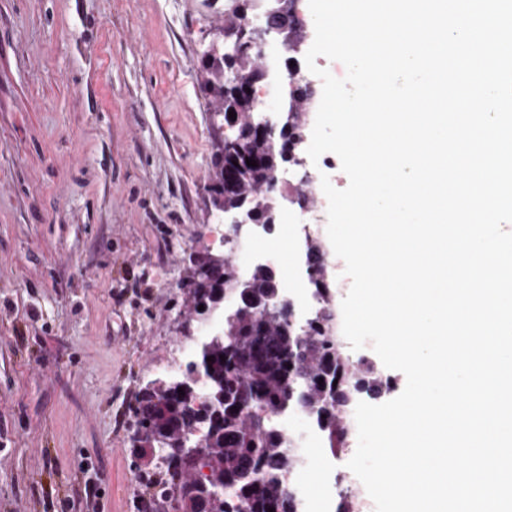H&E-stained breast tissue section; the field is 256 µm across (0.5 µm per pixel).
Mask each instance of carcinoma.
<instances>
[{
  "label": "carcinoma",
  "instance_id": "carcinoma-1",
  "mask_svg": "<svg viewBox=\"0 0 512 512\" xmlns=\"http://www.w3.org/2000/svg\"><path fill=\"white\" fill-rule=\"evenodd\" d=\"M231 2L224 11V38L245 42L243 22L258 0ZM255 58V49L247 46L232 57L201 61V88L223 102L227 128L224 155H213L209 191L213 205H224L226 213L250 210L269 233L272 214L278 212L270 187L288 165L291 138L303 134L304 91L290 89L282 121L268 131L260 125L256 97L265 69L256 66ZM248 159L257 165H247ZM235 245L231 228L224 235V268L211 294L193 306L202 316L215 303L213 293H224V335L196 344L181 375L160 389L143 388L136 398L142 448H169L165 463L153 464L168 478L155 480L149 473L146 489L153 500L176 502L183 512H303L292 480L307 459L293 440L282 437L269 414L303 412L334 455L346 447L349 410L363 398H378L390 382L346 352L339 327L332 326L325 309L267 314L266 307L282 293L279 273L267 263L242 272L230 257ZM322 251L319 240L303 239L304 282L316 304L332 293L331 279L316 262ZM192 431L205 440L209 457L197 459L181 448V436ZM205 468L210 474L202 473ZM217 484L224 486L222 499L211 496Z\"/></svg>",
  "mask_w": 512,
  "mask_h": 512
}]
</instances>
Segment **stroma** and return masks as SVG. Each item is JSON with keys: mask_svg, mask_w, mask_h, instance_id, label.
<instances>
[{"mask_svg": "<svg viewBox=\"0 0 512 512\" xmlns=\"http://www.w3.org/2000/svg\"><path fill=\"white\" fill-rule=\"evenodd\" d=\"M224 0H0V512H153L136 397L186 362L185 284L219 253ZM287 202L267 242L304 279Z\"/></svg>", "mask_w": 512, "mask_h": 512, "instance_id": "obj_1", "label": "stroma"}]
</instances>
